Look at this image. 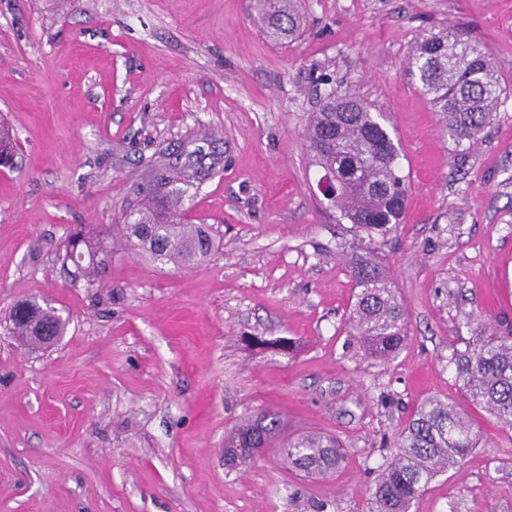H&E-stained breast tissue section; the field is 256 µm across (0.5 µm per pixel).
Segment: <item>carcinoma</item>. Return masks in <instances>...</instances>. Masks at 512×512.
Wrapping results in <instances>:
<instances>
[{"instance_id": "cac0c4a2", "label": "carcinoma", "mask_w": 512, "mask_h": 512, "mask_svg": "<svg viewBox=\"0 0 512 512\" xmlns=\"http://www.w3.org/2000/svg\"><path fill=\"white\" fill-rule=\"evenodd\" d=\"M270 35L293 40L304 27L296 0H257ZM407 71L442 114L448 138L458 147L478 140L495 119L504 89L483 45L453 27L420 34ZM311 164L336 175V189L325 196L359 234L384 238L402 223L409 188L400 148L386 117L349 89L325 98L313 113L308 133ZM144 201L113 225L126 246L154 261L185 266L204 262L220 247L208 224H193L183 204L189 188L212 175L202 161L184 164L155 160L145 164ZM112 245L106 231L88 226L66 241L63 263L72 279L94 284L103 279ZM350 273L359 288L348 316L352 341L364 357L387 363L405 344L406 311L371 251L355 252ZM11 332L27 344L48 347L65 333L67 320L56 308L24 301L11 309ZM455 381L470 406L501 428L512 429V332L474 331L448 355ZM280 415L264 408L237 423L224 436V465L236 469L279 448L288 463L309 476L334 474L344 460L340 442L324 433L283 439ZM478 445L475 421L457 404L432 398L421 403L402 427L394 448L379 466L368 491L367 512H409L412 502L439 474L455 468Z\"/></svg>"}]
</instances>
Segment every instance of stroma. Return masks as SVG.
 <instances>
[{
	"label": "stroma",
	"mask_w": 512,
	"mask_h": 512,
	"mask_svg": "<svg viewBox=\"0 0 512 512\" xmlns=\"http://www.w3.org/2000/svg\"><path fill=\"white\" fill-rule=\"evenodd\" d=\"M306 29L269 37L254 0H0V512H366L387 443L431 397L464 398L448 355L512 325V0H297ZM480 41L507 97L457 151L405 64L420 33ZM386 112L409 173L404 224L376 240L408 340L379 363L345 326L354 233L316 183L306 130L321 96ZM202 148L218 174L190 216L223 240L160 265L121 248L101 284L57 260L80 224L110 227L141 159ZM70 322L48 348L8 332L25 298ZM293 342L266 349L253 337ZM265 406L287 433L336 436L328 478L279 449L237 469L224 434ZM479 448L410 512H512V432L477 416Z\"/></svg>",
	"instance_id": "stroma-1"
}]
</instances>
